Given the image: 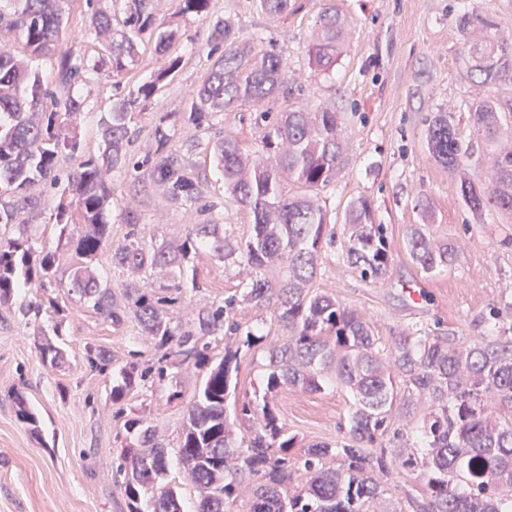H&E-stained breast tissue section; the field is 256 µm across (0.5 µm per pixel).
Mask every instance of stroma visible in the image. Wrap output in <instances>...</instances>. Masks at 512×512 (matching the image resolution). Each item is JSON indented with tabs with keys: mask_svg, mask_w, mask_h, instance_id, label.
Returning a JSON list of instances; mask_svg holds the SVG:
<instances>
[{
	"mask_svg": "<svg viewBox=\"0 0 512 512\" xmlns=\"http://www.w3.org/2000/svg\"><path fill=\"white\" fill-rule=\"evenodd\" d=\"M331 3L346 18L348 36L335 66L324 70L310 65L308 44L318 15ZM463 7L492 16L498 38L512 35V0H295L294 12L278 19L262 12L257 0H211L213 12L234 20L240 41L261 37L264 47L282 57L288 95L270 103L271 111L309 102L343 113L348 163L336 182L321 190V202L340 216L355 198L372 201L391 244V279L361 280L344 262L340 245H326L312 289L364 314L385 343L403 334L430 333L451 334L468 344L486 332L490 308L512 303V220L491 214L485 223H470L447 169L431 157L425 141V119L440 111L453 113L462 136L472 137L468 105L487 92L461 62L457 14ZM157 8L160 16L179 19L174 50L183 64L132 113L128 151L135 157L146 151L164 114L187 111L215 60L206 21L179 16V0H158ZM114 93L111 79L94 85L72 127L88 155L101 153L100 119ZM171 146L190 156L207 185L216 204L211 220L222 224L227 236H247L251 216L225 194L205 131L181 126ZM131 212L146 231L171 241L184 240L198 221L194 211L164 202L156 185L121 176L108 213L113 242L123 240ZM424 222L437 242L455 246L456 259L448 267L427 272L412 259L407 229ZM196 267L209 299L239 293L246 280L238 263L208 253ZM27 298V290H20L16 307L0 311V512H122V490L111 478L120 449L119 425L107 399L112 375L87 368L84 347L89 342L106 347L120 362L133 350L151 357L153 347L134 324L115 330L80 311L61 340L68 364L45 366L34 348L33 329L17 310ZM198 381L192 370L174 369L163 386L132 400L169 447L180 440ZM16 390L35 409L40 434L17 417L11 401ZM352 402L349 392L332 386L316 393L285 389L276 398L285 429L304 445L340 437Z\"/></svg>",
	"mask_w": 512,
	"mask_h": 512,
	"instance_id": "35a3bbf8",
	"label": "stroma"
}]
</instances>
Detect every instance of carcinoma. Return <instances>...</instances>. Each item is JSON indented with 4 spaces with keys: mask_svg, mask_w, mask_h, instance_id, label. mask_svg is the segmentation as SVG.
<instances>
[{
    "mask_svg": "<svg viewBox=\"0 0 512 512\" xmlns=\"http://www.w3.org/2000/svg\"><path fill=\"white\" fill-rule=\"evenodd\" d=\"M66 0H0V33L16 34L32 56H50L49 75L27 61L0 53V307L15 303L18 289L30 298L22 307L33 325L35 349L43 364L66 363L64 350L48 338L65 335L71 304L78 303L117 330L129 322L153 344L154 360L138 353L119 365L121 382L109 389L120 421L119 463L112 478L123 488L126 512H183L177 490L162 484L170 457L182 464L184 479L197 494L196 512H228L244 501L248 512H386L388 476L394 467L417 472L423 487L415 512H512V325L500 311H489L491 334L469 346L454 336H399L379 344L366 316L336 298L311 291L323 240L333 241L318 190L336 181L347 162L339 117L322 106H291L261 111L266 127L261 149L246 153L216 119L242 106H256L285 94L286 72L279 55L256 42H238L234 21L211 11V0H180L181 15L208 22L211 40L224 54L195 90L188 112H168L153 131L143 158L127 153L130 113L175 76L182 57L171 52L177 24L162 20L156 0H122L128 33L112 39V0H85L95 34L102 37L97 58L82 46L64 44ZM272 17L288 14L291 0H258ZM457 25L465 38L462 61L492 88L512 85V45L498 40L488 14L463 10ZM154 41L162 63L128 94L112 101L101 123V160L84 154L65 128L83 112L81 93L105 75L120 85L140 56L143 39ZM344 20L330 5L315 22L309 55L329 68L342 53ZM469 122L486 147L512 129V101L493 94L473 100ZM212 133L213 158L224 189L252 214L244 239L224 235V225L204 220L192 225L182 242L146 235L135 216L127 220L123 242L110 241L104 215L115 198V177L129 175L161 187L165 202L200 213L204 185L189 161L171 152L168 121ZM426 142L448 167L470 214L483 223L494 210L512 218V152L498 156L490 175L478 172L476 149L458 132L454 113L434 112ZM67 154L74 166L58 168ZM307 193L288 194V182ZM57 199L56 247L37 245L26 215L42 197ZM342 257L369 283L387 280L391 252L385 226L375 222L365 199L350 202L344 218ZM412 258L434 271L454 259V247L430 239L428 225L407 232ZM109 249L112 272L126 276L112 290L95 263ZM235 260L250 269L240 295L213 299L185 312L184 299L205 290L190 259L204 252ZM288 260L287 274L273 280L266 270ZM270 306L287 335L265 346L263 391L243 401L248 422L238 431L228 421L226 402L237 378L242 348L264 341L239 330L237 307ZM47 316L51 329L40 322ZM224 356L213 363L217 337ZM84 361L106 372L117 359L105 347L88 343ZM203 374L187 410L180 441L170 449L152 421L127 416L135 393L157 387L171 368ZM354 399L349 428L336 442L299 446L285 431L275 399L285 388L305 392L328 386L325 372ZM19 417L38 432V418L19 392L12 397ZM297 455H289L293 448Z\"/></svg>",
    "mask_w": 512,
    "mask_h": 512,
    "instance_id": "carcinoma-1",
    "label": "carcinoma"
}]
</instances>
